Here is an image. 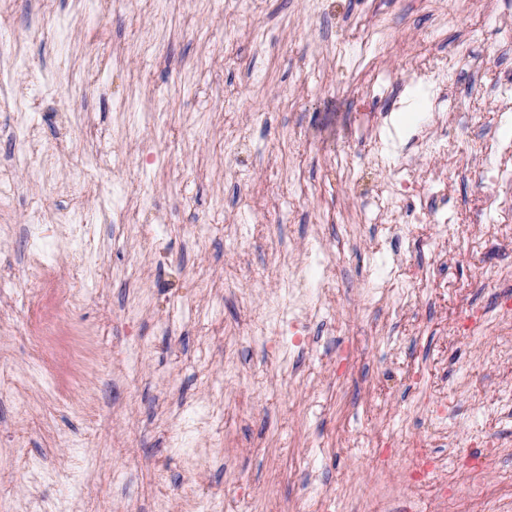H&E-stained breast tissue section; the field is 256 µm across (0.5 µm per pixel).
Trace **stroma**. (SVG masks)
Wrapping results in <instances>:
<instances>
[{"mask_svg": "<svg viewBox=\"0 0 512 512\" xmlns=\"http://www.w3.org/2000/svg\"><path fill=\"white\" fill-rule=\"evenodd\" d=\"M173 0L111 11L87 34L79 0H7L0 30L39 29L23 64L0 57V172L14 191L0 203V512H179L186 493L223 499L240 489L243 512H313L316 493L339 512H384L408 497L393 470L374 471L365 448L386 430L424 441L450 461L445 431L500 443L492 475L512 469V363L488 365L512 318L494 308L485 268L512 265V246L489 229L481 202L495 193L472 147L512 141L496 119L485 63L512 67V0ZM71 24L61 47L55 18ZM155 46L143 55L134 48ZM482 70L447 73L459 52ZM449 89L451 147L431 151L433 98ZM167 111L152 121L154 95ZM29 119L38 153L11 140ZM112 155L95 164L100 139ZM467 160L450 185L404 191ZM90 169L84 196L67 181ZM402 193L395 227L365 211ZM82 212L86 243L48 237L68 277L50 280L74 302L60 328L83 346L34 367L17 328L27 317L25 226ZM470 235L446 272L424 243L436 224ZM340 248L333 299L295 330L260 335L271 296L287 299L279 265L318 267ZM428 270L418 300L395 312L368 289L382 267ZM487 314L481 336L459 339L463 310ZM138 344L136 368L125 349ZM467 375L468 394L437 421L423 410L444 370ZM224 409L221 429L174 444L190 406Z\"/></svg>", "mask_w": 512, "mask_h": 512, "instance_id": "stroma-1", "label": "stroma"}]
</instances>
